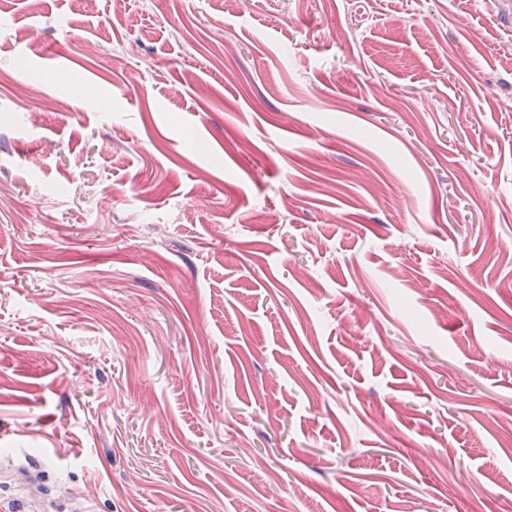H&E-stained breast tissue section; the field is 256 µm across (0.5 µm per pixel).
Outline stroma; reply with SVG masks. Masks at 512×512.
<instances>
[{"label":"stroma","instance_id":"1","mask_svg":"<svg viewBox=\"0 0 512 512\" xmlns=\"http://www.w3.org/2000/svg\"><path fill=\"white\" fill-rule=\"evenodd\" d=\"M0 499L512 502V0H0Z\"/></svg>","mask_w":512,"mask_h":512}]
</instances>
